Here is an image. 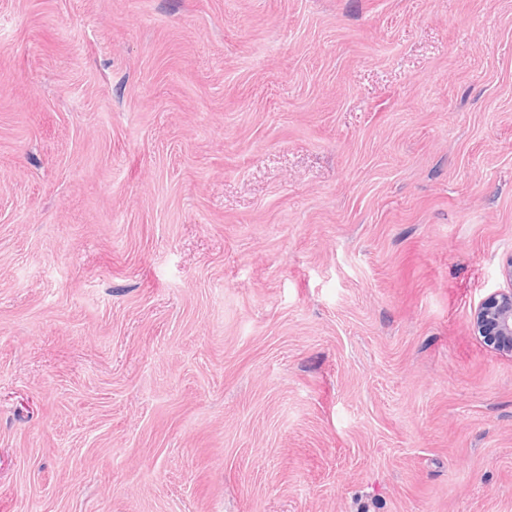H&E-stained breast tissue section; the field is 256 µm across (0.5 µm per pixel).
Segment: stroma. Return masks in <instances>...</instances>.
I'll return each instance as SVG.
<instances>
[{"instance_id": "1", "label": "stroma", "mask_w": 512, "mask_h": 512, "mask_svg": "<svg viewBox=\"0 0 512 512\" xmlns=\"http://www.w3.org/2000/svg\"><path fill=\"white\" fill-rule=\"evenodd\" d=\"M512 0H0V512H512ZM509 288L490 293L473 314V325L485 342L512 353V257L503 268Z\"/></svg>"}]
</instances>
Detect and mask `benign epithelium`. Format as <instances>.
<instances>
[{"mask_svg": "<svg viewBox=\"0 0 512 512\" xmlns=\"http://www.w3.org/2000/svg\"><path fill=\"white\" fill-rule=\"evenodd\" d=\"M509 288L490 293L473 314V325L485 342L512 353V258L503 268Z\"/></svg>", "mask_w": 512, "mask_h": 512, "instance_id": "benign-epithelium-1", "label": "benign epithelium"}]
</instances>
